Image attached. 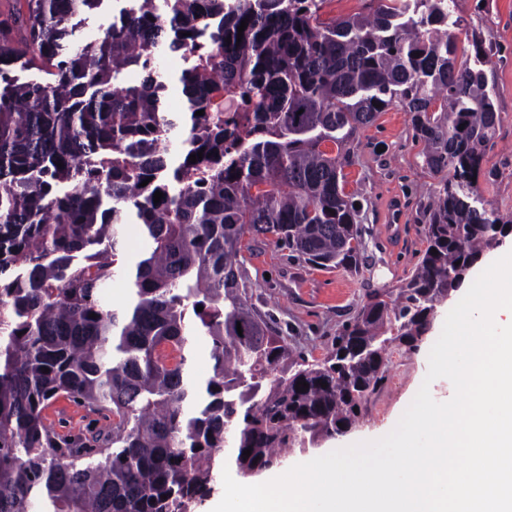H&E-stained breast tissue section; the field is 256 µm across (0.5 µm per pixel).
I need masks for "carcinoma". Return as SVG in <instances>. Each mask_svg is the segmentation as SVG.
I'll return each mask as SVG.
<instances>
[{
  "mask_svg": "<svg viewBox=\"0 0 512 512\" xmlns=\"http://www.w3.org/2000/svg\"><path fill=\"white\" fill-rule=\"evenodd\" d=\"M102 2L14 0L0 15V512H190L224 449L247 478L306 434H343L383 381L388 347H413L512 228L473 181L500 115L491 47L474 39L473 55L458 53V0H369L331 22L327 0H133L102 36L77 41L72 19ZM161 46L191 61L176 115ZM24 50L53 63L52 81L14 74ZM131 67L143 79L124 87ZM395 102L442 176L427 247L397 292L368 294L310 364L249 302L242 242L359 270L343 168L353 135ZM125 224L147 248L133 301L110 309L101 291L125 271ZM200 336L202 384L190 372ZM59 397L112 425L63 439L43 416ZM208 348V342L204 338H200L196 341L193 357L191 360V370L195 378L199 380L205 379L210 371Z\"/></svg>",
  "mask_w": 512,
  "mask_h": 512,
  "instance_id": "obj_1",
  "label": "carcinoma"
}]
</instances>
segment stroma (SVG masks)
<instances>
[{
	"mask_svg": "<svg viewBox=\"0 0 512 512\" xmlns=\"http://www.w3.org/2000/svg\"><path fill=\"white\" fill-rule=\"evenodd\" d=\"M470 38L493 44L494 66L487 73L501 120L486 150L484 167L496 178H479V192L501 214L512 215V0H459ZM352 163L344 167V188L363 204L360 228L365 261L359 272L324 269L299 261L288 248L261 239L244 241V280L252 302L275 319L289 347L306 360L323 359L342 326L352 320L373 290L400 287L426 247L423 207L440 178L423 165V145L410 117L390 106L375 123L358 131ZM449 304L435 312L415 347H391L385 378L361 405L352 428L341 436L304 439L281 458V469L325 454L340 443L383 437L397 424L428 371V348L440 334Z\"/></svg>",
	"mask_w": 512,
	"mask_h": 512,
	"instance_id": "stroma-1",
	"label": "stroma"
}]
</instances>
